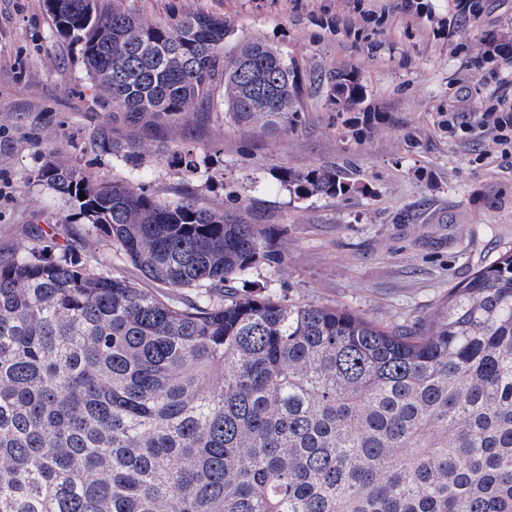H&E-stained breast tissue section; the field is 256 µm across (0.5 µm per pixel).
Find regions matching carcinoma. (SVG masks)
I'll list each match as a JSON object with an SVG mask.
<instances>
[{"mask_svg": "<svg viewBox=\"0 0 512 512\" xmlns=\"http://www.w3.org/2000/svg\"><path fill=\"white\" fill-rule=\"evenodd\" d=\"M47 11L107 112L300 122L288 57L262 40L224 56L221 17ZM323 86L336 106L365 99L345 67ZM36 178L170 295L65 245L0 261V512H512V248L393 331L234 288L277 260L234 211L53 161ZM282 181L299 199L360 189L334 166Z\"/></svg>", "mask_w": 512, "mask_h": 512, "instance_id": "cac0c4a2", "label": "carcinoma"}]
</instances>
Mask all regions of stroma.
I'll return each mask as SVG.
<instances>
[{"label":"stroma","mask_w":512,"mask_h":512,"mask_svg":"<svg viewBox=\"0 0 512 512\" xmlns=\"http://www.w3.org/2000/svg\"><path fill=\"white\" fill-rule=\"evenodd\" d=\"M145 21L189 11L227 20L233 52L260 39L288 55L301 85L298 128L258 129L195 112L130 123L97 104L76 46L60 38L45 0H0V260L32 243L69 245L99 272L150 282L71 202L38 182L47 162L99 183L143 185L167 203L244 209L268 231L276 259L251 280L300 303L345 307L414 329L449 288L512 247V152L478 130L484 112L512 113V0H117ZM352 67L362 104L332 105L319 82ZM463 112L466 123L449 124ZM104 127L115 149L92 138ZM192 151L195 174L178 164ZM340 166L365 191L296 198L283 171Z\"/></svg>","instance_id":"obj_1"}]
</instances>
